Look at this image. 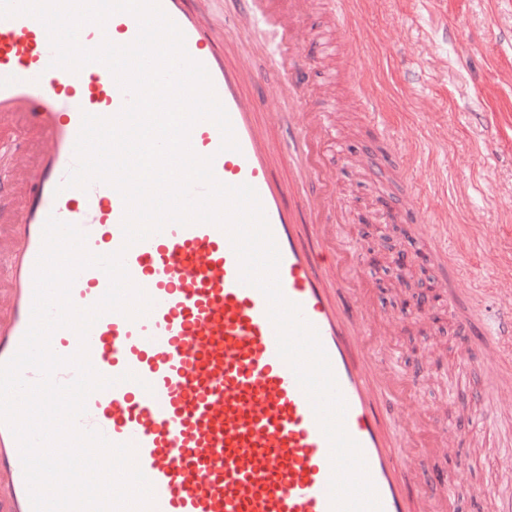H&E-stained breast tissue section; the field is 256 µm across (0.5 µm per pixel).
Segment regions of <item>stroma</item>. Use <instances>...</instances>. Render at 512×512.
Here are the masks:
<instances>
[{
    "label": "stroma",
    "mask_w": 512,
    "mask_h": 512,
    "mask_svg": "<svg viewBox=\"0 0 512 512\" xmlns=\"http://www.w3.org/2000/svg\"><path fill=\"white\" fill-rule=\"evenodd\" d=\"M345 38L353 57L307 54L302 76L320 93L292 109L263 52L231 62L260 74L247 92L257 111L277 113L269 127L277 143L294 112L322 110L323 93L334 91L339 137L328 158L336 193L348 205L347 222L338 228L345 249L360 256L397 244L436 280L440 270L419 226L446 222L465 257L458 287L491 288L512 270V0H352ZM363 85L377 98L391 136L417 148L409 177L420 190L419 222H387L397 167L364 121ZM382 355L387 364L423 376L415 401L431 429H444L438 414L450 407L458 425L476 435L464 466L424 448L412 451L422 473H452L448 512H494L501 455L489 443L499 430L483 413L495 365L467 364L466 342L440 295Z\"/></svg>",
    "instance_id": "obj_1"
}]
</instances>
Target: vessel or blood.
Wrapping results in <instances>:
<instances>
[{
	"instance_id": "vessel-or-blood-1",
	"label": "vessel or blood",
	"mask_w": 512,
	"mask_h": 512,
	"mask_svg": "<svg viewBox=\"0 0 512 512\" xmlns=\"http://www.w3.org/2000/svg\"><path fill=\"white\" fill-rule=\"evenodd\" d=\"M193 0H160L182 30L190 57L207 69L239 144L221 150L222 135L198 122L190 143L213 157L216 178L253 186L281 255L283 294L301 307L317 330L338 388L347 403L345 428L361 446L382 512H447L448 479L415 476L413 446L422 426L411 396L420 379L380 358L384 341L402 327L386 316L357 275L359 261L337 235L346 208L329 190L336 173L323 149L330 133L326 113L310 112L288 129L285 147L297 180L273 171L268 141L249 84L259 75L231 67L219 52L220 25L200 15ZM245 22L271 33L268 51L288 90L302 85V50L296 36L313 0H240ZM138 33L130 14L105 26L84 25L87 48L102 40L123 45ZM44 26L30 16L0 18V121L19 132L36 129L37 147L0 139V156L13 159L27 190L14 223L0 225V364L17 351L30 324L35 264L48 216L73 224L94 254L124 251L132 281L153 301L148 314L128 319L102 315L88 333L89 358L113 386L92 393L78 425L113 443H133L138 464L153 486L156 512H331L330 446L290 367L277 354L276 332L260 290L239 280V263L227 234L211 224L171 223L148 239L125 245V204L111 186L65 187L75 164L74 146L83 114L111 117L127 97L110 71L91 63L79 72L51 67ZM442 269V288L468 341L467 359L497 358L496 408L509 428L500 447L512 445V278L495 293L503 309L494 322L479 315L476 296L459 292L462 266L448 249V227L422 230ZM109 278L96 267L82 270L71 288L80 308L97 302ZM78 335L57 330L51 347L77 352ZM135 380H124L125 372ZM472 431L451 428L436 436L438 450L468 447ZM496 512H512V466H505ZM0 512H32L18 445L0 425Z\"/></svg>"
}]
</instances>
